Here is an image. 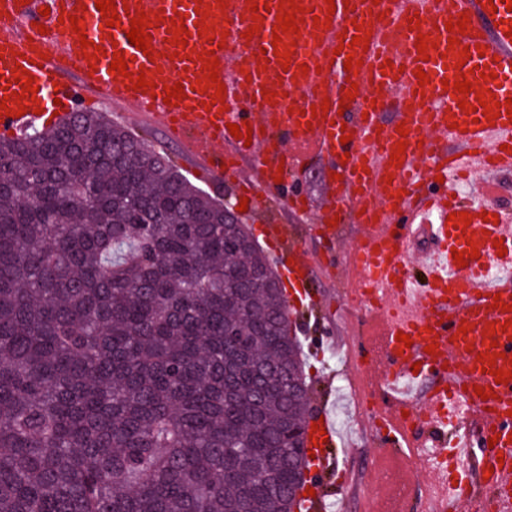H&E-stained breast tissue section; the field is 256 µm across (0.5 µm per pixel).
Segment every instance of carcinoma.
I'll use <instances>...</instances> for the list:
<instances>
[{
	"label": "carcinoma",
	"mask_w": 512,
	"mask_h": 512,
	"mask_svg": "<svg viewBox=\"0 0 512 512\" xmlns=\"http://www.w3.org/2000/svg\"><path fill=\"white\" fill-rule=\"evenodd\" d=\"M269 268L99 112L0 137V512H295L310 396Z\"/></svg>",
	"instance_id": "carcinoma-1"
}]
</instances>
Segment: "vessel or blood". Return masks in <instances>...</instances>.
Masks as SVG:
<instances>
[{
  "label": "vessel or blood",
  "instance_id": "obj_1",
  "mask_svg": "<svg viewBox=\"0 0 512 512\" xmlns=\"http://www.w3.org/2000/svg\"><path fill=\"white\" fill-rule=\"evenodd\" d=\"M304 7L299 34L274 38L279 0H116L119 22L107 27L95 0H0V98L18 90L16 65L35 79L34 97L23 98L22 116L0 118V133L17 135L50 120L95 106L135 117L175 138L192 168L226 184L251 204L274 196L290 210L302 204L301 192L278 183L279 172H292L317 154L344 156L338 164L331 200L315 226L335 235L332 221L353 214L362 240L372 248L377 298L368 304V336L384 353L380 366L365 367L385 403L382 428L398 445L377 449L374 462H401L414 456L423 439L409 427L426 415L435 429L461 418L466 431L455 445L460 462L480 458L492 471L488 483L499 494L501 512H512V381L496 383L481 373L478 354L496 352L494 367L512 369V223L498 218L496 204L483 200L464 204L455 196L461 172L499 174L512 171V119L500 114L484 120L478 94L494 101L512 98V35L506 26L512 12L504 0H294ZM206 4L199 18L195 9ZM152 18L149 52L131 45L126 33L132 18ZM467 15L459 49L448 46L449 19ZM82 19L76 34L67 16ZM420 24L410 27L409 17ZM183 20L186 47L172 44V23ZM211 25L198 35L195 23ZM370 32L368 45L354 44L357 31ZM435 49L420 54L419 35ZM94 41L103 53L89 64L81 39ZM352 45L360 66L344 68L339 44ZM470 56L460 61V48ZM290 52L289 66L276 51ZM214 53L224 93L210 87L202 57ZM129 61L126 75L109 70L114 55ZM427 85H420L417 71ZM145 76L150 86L130 89V79ZM470 80L471 92L444 89V81ZM207 85L198 93L195 83ZM183 84L187 93L178 106L164 104L165 87ZM222 97L223 112L206 110ZM474 113L459 108V101ZM8 101V108H15ZM329 111H322V104ZM317 115H310L311 107ZM404 124L406 136L396 126ZM250 125L251 141L232 137L230 125ZM351 134L341 143L342 134ZM401 160H393V153ZM252 159L244 169L243 159ZM468 212L465 228L449 221ZM266 236L279 250L274 263L301 272L316 266L300 239L289 237L284 224L265 225ZM437 246L433 255L406 272L416 233ZM469 262L460 266L454 251ZM500 274L487 279L488 264ZM504 302V309L493 306ZM412 345L400 349L397 333ZM435 345L434 354L426 346ZM315 440L314 495L305 497L302 512H327L337 493L335 449L339 436L328 415H320ZM426 512H470L468 489L425 485Z\"/></svg>",
  "mask_w": 512,
  "mask_h": 512
}]
</instances>
